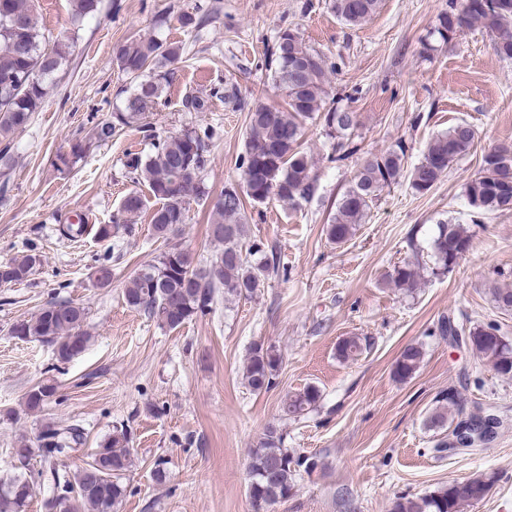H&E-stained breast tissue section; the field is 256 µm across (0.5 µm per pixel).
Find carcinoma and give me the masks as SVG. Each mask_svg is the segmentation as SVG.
Returning a JSON list of instances; mask_svg holds the SVG:
<instances>
[{
	"label": "carcinoma",
	"instance_id": "carcinoma-1",
	"mask_svg": "<svg viewBox=\"0 0 512 512\" xmlns=\"http://www.w3.org/2000/svg\"><path fill=\"white\" fill-rule=\"evenodd\" d=\"M102 0H70L71 24L78 28L100 12ZM381 0H331L337 18L350 26L370 19ZM479 26L496 34V52L512 59V0H463L461 6L449 5L438 16L432 35L444 43L454 39L452 33ZM73 38L52 39L38 26L30 0H0V173L11 167L12 140L16 131L26 127L32 114L45 103L49 84L72 62ZM183 47L156 35L134 37L118 46L115 61L128 79L130 91L124 108L97 125L100 141L114 137L123 127L142 119L158 102L175 74V65ZM274 87L286 102V109L257 103L248 106L237 89L224 92V104L248 112L245 149L239 160L240 182L224 188L211 210V233L224 249L208 265L199 267L191 252L170 247L143 265L130 279L123 292L125 303L143 310L164 327L176 329L198 315L212 310L216 293L253 296L270 277L279 273L274 252L262 243L243 248L246 217L244 199L264 204L275 198L296 204L316 191L317 175L308 157L301 151L308 123L321 125L332 140L327 155L330 163H341L358 151L354 140L357 115L338 106L330 94V75L335 65L321 51L306 45L300 35L289 28L278 32L264 62ZM185 112H206L208 100L194 94L182 99ZM214 130L188 127L170 135H152L148 152H128L124 167L130 179L148 184L151 195L159 201L151 215L153 234L164 240L176 227L186 223L188 205L181 194L180 181L186 170L198 178L193 186L194 200H202L210 191L202 174L209 161ZM475 146V130L461 122L448 132L433 138L422 158L405 171V145L401 142L379 152H367L361 158L351 188L337 201L326 224L327 240L336 245L346 243L362 223L370 206L386 187L407 177L417 193L429 191L457 159ZM498 145L484 153L481 170L466 185V197L472 207L470 221L483 224L488 216L512 211V156L499 154ZM145 201L139 192L124 195L112 223L95 228V237L112 241V248L135 232ZM471 236L462 224L444 222L436 225L430 237L435 269L451 272L469 250ZM40 264L35 254H25L0 264V284L25 281ZM389 283L400 291L412 293L422 285L419 271L411 263L394 269ZM87 309L70 301H60L42 308L29 320L12 325L10 334L21 340H37L54 348L56 359L67 363L80 356L90 342L84 330ZM471 349L491 364L497 374L512 377V342L495 327L468 330ZM367 344L358 336L342 339L337 355L347 361L357 356ZM422 346L406 347L397 359L393 375L399 381L412 377L419 369ZM282 359L272 346L254 344L249 351L244 378L255 392L274 385ZM57 392L55 383L46 380L25 394V407L39 411ZM320 390L307 386L291 395L281 406V417L299 419L317 409ZM286 436L276 425L267 426L259 445L252 449L248 463L247 492L254 512L269 509L294 494L296 478L310 473L316 461L288 448ZM84 428L77 422L47 423L35 439L20 438L17 450L24 463L15 467L18 474L0 481V512H26L34 494L30 464L39 459L38 477L48 482L43 498L45 512H116L127 495L126 473L133 464L131 438L124 427H114L91 455V461L73 473H62L58 460L82 445ZM490 479L483 474L453 480L439 490L422 496H401L393 512H462L463 507L478 501L489 489Z\"/></svg>",
	"mask_w": 512,
	"mask_h": 512
}]
</instances>
